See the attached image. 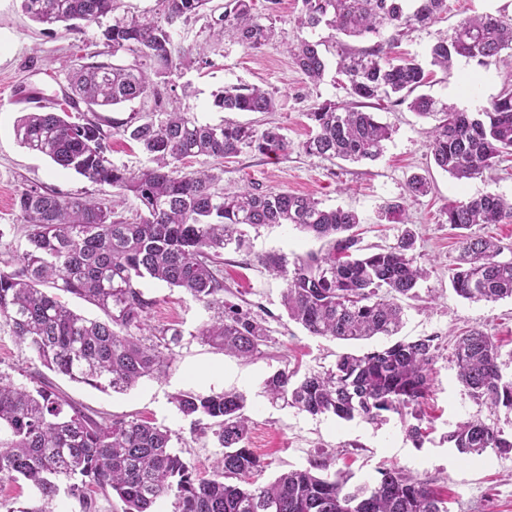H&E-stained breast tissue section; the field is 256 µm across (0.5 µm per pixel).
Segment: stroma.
Returning <instances> with one entry per match:
<instances>
[{
    "label": "stroma",
    "instance_id": "35a3bbf8",
    "mask_svg": "<svg viewBox=\"0 0 512 512\" xmlns=\"http://www.w3.org/2000/svg\"><path fill=\"white\" fill-rule=\"evenodd\" d=\"M447 2L448 11L441 20L409 29L400 37L399 53L427 62L429 48L463 18L498 9L512 14V0ZM266 5V0H256L258 12L267 11ZM300 9L301 0H279L274 11H267L275 38L253 51L230 39L213 45L209 12L192 17L180 26L177 40L191 55H205L208 62L183 69L168 85L166 96L200 122L227 120L259 130L277 126L288 139L290 146L280 156L246 149L225 162L221 186H246L259 193L287 190L318 199L328 208L354 210L361 220L362 244L372 251L396 244L404 229L416 232L418 261L431 274L420 282L416 297L402 299L404 325L399 337L409 341L434 336L440 346L422 405V425L428 430L423 445L407 437L405 423L395 414L379 424L343 421L271 402L264 394L265 379L277 370L288 368L301 375L322 371L342 353H363L385 343L381 337L346 342L313 336L288 319L281 302L284 283L270 276L258 258L302 255L324 247L322 241L289 225L249 230L245 247L224 250V298L250 308L265 327L268 340L260 355L241 360L202 343L196 335L207 318L202 306L182 289L145 280L141 288L154 301L150 326L182 333L173 348L175 360L164 374L143 379L125 392L102 391L70 381L32 360L2 325L0 372L30 388L42 381L52 383L77 404L108 419L138 417L170 429L174 452L201 479L211 477L222 449L212 433L196 430L192 418L178 411L173 398L181 392L236 390L245 395V413L251 420L246 445L263 464L250 477L253 486L266 485L288 470L307 468L316 459L324 461L329 472L349 471L356 483L375 481L380 468L394 464L420 474L447 495L450 512H512V455L476 459L450 448L447 442L449 431L468 419L495 420L505 431H512V413L491 410L468 397L451 360L456 337L473 327L494 336L502 354L512 353V300L472 302L456 295L448 275L460 257L462 238L447 215L449 202L455 200L485 193L512 199V159L502 161L484 177L456 180L433 162L427 130L435 125V118H422L407 106L388 104L371 107L392 130L378 160L353 163L305 153L302 144L312 127L309 112L324 102L346 105L351 98L347 77L336 71L334 31L299 28ZM302 38L322 42L326 48V70L320 82H311L287 52L289 44ZM105 49L102 29L96 23H81L76 31L61 25L50 28L31 21L19 0H0V262L12 261L26 246V227L20 224L15 207L22 190L48 187L92 198L106 192L105 187L21 147L13 131L20 116L62 100L76 57ZM510 82L512 51L506 49L497 64L486 69L460 59L453 75L433 70L421 91L441 103L472 110L490 102ZM241 84L272 93L275 110L227 112L216 106L215 98L224 88ZM416 174L431 181L427 195L409 192L408 181ZM387 202L401 203L403 210L393 221L382 222L378 212Z\"/></svg>",
    "mask_w": 512,
    "mask_h": 512
}]
</instances>
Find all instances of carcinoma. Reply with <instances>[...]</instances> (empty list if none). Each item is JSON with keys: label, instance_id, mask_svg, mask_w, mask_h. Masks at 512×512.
Wrapping results in <instances>:
<instances>
[{"label": "carcinoma", "instance_id": "cac0c4a2", "mask_svg": "<svg viewBox=\"0 0 512 512\" xmlns=\"http://www.w3.org/2000/svg\"><path fill=\"white\" fill-rule=\"evenodd\" d=\"M161 16L114 18L102 36L112 55L130 53L132 67L107 61L79 62L69 73L64 101L93 113L71 122L57 112H29L14 125L21 146L49 158L97 185L114 189L93 200L31 187L17 197L20 223L27 225V246L16 266L0 268V321L32 359L72 381L115 392L170 366L163 353L180 331L153 334L148 315L154 301L139 280L149 277L186 291L210 313L198 338L226 353L248 358L260 352L268 336L251 312L224 301V249L245 246L244 227L291 224L329 243L326 252L288 257L268 254L258 262L283 280L282 304L288 318L313 336L358 341L399 333L403 308L399 298H413L429 270L418 265L416 234L407 228L395 245L367 252L353 229L358 215L326 208L314 198L288 191L258 193L247 187H219L211 169L185 172L188 158L230 159L249 148L261 154L288 151L278 126L259 131L225 122L202 124L177 107H168L161 87L192 59L174 42L177 27L211 0H162ZM33 21L67 28L77 22L101 23L114 0H21ZM448 11L447 0H302L301 28L325 26L337 35L375 38L361 49H346L339 69L349 80V94L361 104L387 98L407 104L417 115L440 116L428 131L435 165L462 181L480 178L498 158L512 154V84L489 104L472 112L438 106L427 95H413L429 72L411 58L395 55L397 37L416 25L435 22ZM392 29L390 39L381 32ZM217 41L232 37L246 50H258L274 37L262 22L254 0H224L223 11L209 24ZM320 43L300 39L288 46L297 68L320 81L326 62ZM512 49V16L486 14L459 21L429 50L430 65L451 73L462 57L487 68ZM151 98V111L112 118L108 128L96 110ZM215 103L226 112H272L274 97L256 85L224 89ZM312 133L303 143L311 155L343 161H375L391 136L375 113L325 102L309 113ZM121 134L137 143L148 166L132 173L115 165L109 139ZM139 200L135 223L115 207L127 196ZM512 218V202L483 194L448 204V223L458 229L498 224ZM505 247L483 237L462 242L452 274L455 293L472 302L512 299V257ZM77 295L97 307L105 320L70 310L43 285ZM437 337L395 341L363 354L344 353L334 367L295 379L278 370L264 381V393L313 416L351 421H383V413L416 420L428 394ZM453 358L458 379L477 403L512 412V374L503 372L496 339L475 327L457 337ZM178 410L212 432L221 457L209 479L171 451L172 432L142 419L94 418L88 410L43 384L29 389L0 374V476L23 479L34 506L7 512H53L58 483L92 509L91 489L111 493L122 512H152L162 499L172 512H448L445 499L416 474L391 466L379 470L372 484H350V476L326 472L323 461L281 474L267 486L245 488L230 483L246 479L260 460L245 446L249 417L241 393L186 392L174 397ZM448 444L461 454L512 453V434L496 422L471 419L448 432Z\"/></svg>", "mask_w": 512, "mask_h": 512}]
</instances>
